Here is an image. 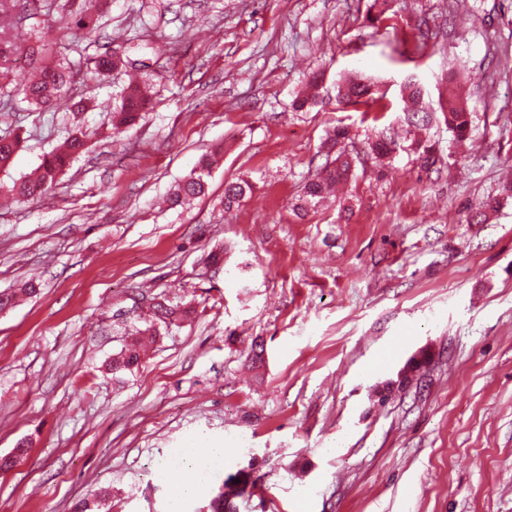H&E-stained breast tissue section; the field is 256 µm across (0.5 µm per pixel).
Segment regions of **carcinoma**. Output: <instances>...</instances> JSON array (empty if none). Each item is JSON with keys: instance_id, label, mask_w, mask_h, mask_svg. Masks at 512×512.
<instances>
[{"instance_id": "cac0c4a2", "label": "carcinoma", "mask_w": 512, "mask_h": 512, "mask_svg": "<svg viewBox=\"0 0 512 512\" xmlns=\"http://www.w3.org/2000/svg\"><path fill=\"white\" fill-rule=\"evenodd\" d=\"M12 10L11 0H0V87L9 80L11 72V44L9 40L3 38V35L14 28ZM44 54V47L32 48V61L41 64V67L37 78L25 90L26 98L37 107H50L55 104L63 96L73 73L72 65L68 62L60 61L53 65H42ZM90 65L95 73L108 77L121 70L124 61L112 48L104 47L90 59ZM405 91L407 98V104L404 107L405 123L409 126L428 125L430 111L423 103V86L409 79L406 81ZM377 93L375 84L360 76H351L336 82V99L349 106H368L376 101ZM149 105L148 91L136 82H129L120 97L119 106L112 111V127L123 132L136 125L148 110ZM441 110L454 139L457 141L467 139L470 132V114L467 112L466 102L457 95L455 90L448 91V99L441 104ZM348 139V129L338 127L332 137L327 140L328 152H334L336 156L317 168L312 177L306 181L300 203L296 205L297 214H306L308 207L317 204L332 186L351 178L358 156L347 151L345 141ZM21 147L22 141L19 136L0 135V170L10 166L14 155ZM399 148L398 133L392 129L382 132L368 143V154L373 157L376 164L380 165L384 160L392 157ZM86 150V135L82 132L71 135L66 140L64 149L47 154L36 171L14 182L9 192L20 203L43 194L53 185L56 177ZM414 150L420 168L424 171L429 172L435 169L440 162L430 145L418 143ZM213 164L214 155L202 156L196 169L171 192V205L177 207L188 198L204 194L207 186L206 178ZM251 190L252 185L246 180L227 183L224 187V207L228 209L233 207ZM499 205V200L491 199L472 209L468 222L488 223L490 215L498 210ZM192 314L191 307L171 308L163 303L154 306L155 318L166 326L177 320H185ZM160 335V329L154 323L137 329L136 337L125 343L120 351L112 356L108 364V370L112 372V376L120 378L133 372L141 361V339L147 338L153 341ZM248 477L249 472L244 469L229 475L221 491L211 501L212 512H236L234 499L243 491ZM236 478L239 479L237 483L234 482Z\"/></svg>"}]
</instances>
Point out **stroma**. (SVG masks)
<instances>
[{
    "instance_id": "obj_1",
    "label": "stroma",
    "mask_w": 512,
    "mask_h": 512,
    "mask_svg": "<svg viewBox=\"0 0 512 512\" xmlns=\"http://www.w3.org/2000/svg\"><path fill=\"white\" fill-rule=\"evenodd\" d=\"M17 10L0 135L23 148L0 185L75 132L89 145L46 194H0V291L40 285L0 313V456L28 445L0 472V512H172L179 449L207 445L226 448L224 467L182 512H209L251 462L237 512H512V0H100L93 31L53 0ZM40 43L46 61L78 63L47 109L22 93ZM105 44L126 62L114 79L80 64ZM318 70L321 101L293 111ZM354 73L384 112L337 102ZM411 73L433 172L407 146L381 169L366 154L397 125ZM132 74L153 107L120 133L108 108ZM452 84L471 112L461 143L439 110ZM337 125L364 159L334 202L297 217ZM219 144L206 195L166 208ZM239 179L254 192L225 210ZM494 197L489 223H468ZM159 302L194 318L116 383L106 362Z\"/></svg>"
}]
</instances>
